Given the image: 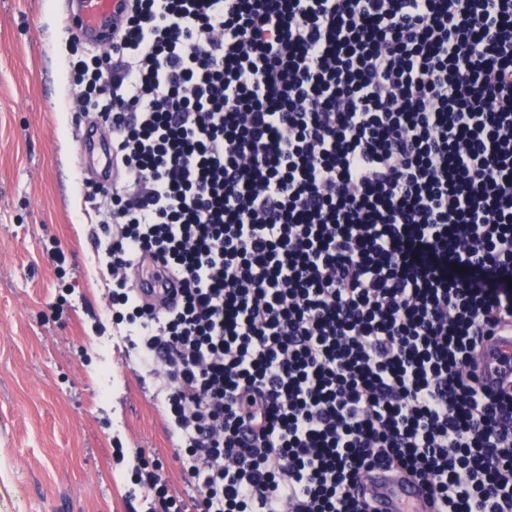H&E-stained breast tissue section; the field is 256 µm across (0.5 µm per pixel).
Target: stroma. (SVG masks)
Masks as SVG:
<instances>
[{
  "mask_svg": "<svg viewBox=\"0 0 512 512\" xmlns=\"http://www.w3.org/2000/svg\"><path fill=\"white\" fill-rule=\"evenodd\" d=\"M66 0H0V512H145L136 452L186 496L161 400L112 318L79 164L92 117L63 64Z\"/></svg>",
  "mask_w": 512,
  "mask_h": 512,
  "instance_id": "1",
  "label": "stroma"
}]
</instances>
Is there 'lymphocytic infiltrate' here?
<instances>
[{
    "instance_id": "1",
    "label": "lymphocytic infiltrate",
    "mask_w": 512,
    "mask_h": 512,
    "mask_svg": "<svg viewBox=\"0 0 512 512\" xmlns=\"http://www.w3.org/2000/svg\"><path fill=\"white\" fill-rule=\"evenodd\" d=\"M66 69L193 491L139 462L150 512H372L378 468L512 512V354L477 362L512 329V0H128Z\"/></svg>"
}]
</instances>
